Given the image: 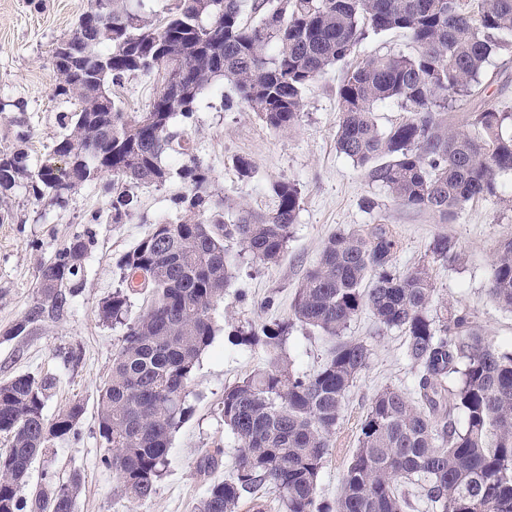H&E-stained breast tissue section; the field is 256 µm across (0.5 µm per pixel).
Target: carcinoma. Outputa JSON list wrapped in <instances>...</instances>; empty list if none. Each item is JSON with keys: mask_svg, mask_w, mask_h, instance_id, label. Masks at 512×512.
Wrapping results in <instances>:
<instances>
[{"mask_svg": "<svg viewBox=\"0 0 512 512\" xmlns=\"http://www.w3.org/2000/svg\"><path fill=\"white\" fill-rule=\"evenodd\" d=\"M173 0L158 17L142 0H90L64 42L74 70L54 66L53 98L72 106L57 141L59 163L33 169L21 150L0 153V199L28 184L37 200L59 203L75 188L110 177L112 223L132 202L129 184L163 185L166 155H182L189 189L174 198L178 221L155 225L119 266L121 286L104 300L100 319L124 326L109 378L98 390V428L121 494L146 501L167 464L170 437L185 413L188 384L212 343V312L224 299L238 259L277 262L292 236L301 191L272 185L265 213L213 200L208 173L190 156L185 128L198 96L216 80L235 87L240 104L268 127L287 130L301 117L303 92L346 60L369 32L399 31L408 54L371 55L348 68L338 91L339 152L402 205L446 220L473 200L501 199L498 177L512 172V113L489 106L466 128L445 123L450 103L477 92L491 55L512 39V0ZM161 80L147 107L126 112L112 87L138 75ZM184 76L176 102L168 83ZM392 102L409 113L378 126L374 106ZM239 251L231 253L229 245ZM86 242L75 237L41 264L38 293L25 323L11 333L64 317L81 286ZM398 241L377 224L337 231L298 288L291 317L236 331L237 342L261 345L269 364L224 391V425L241 443L232 475L208 487L198 512H239L245 495L279 493V512H408L404 484L418 482L435 512H512V347L494 344L466 307L435 304L432 265L463 259L457 240L434 237L423 262L401 271ZM149 278V303L128 319L134 277ZM488 293L512 312V235L502 237ZM363 311L405 338L416 372L414 391L385 386L360 423L357 448L332 505L317 501V480L342 419L345 395L368 367L366 341L343 331ZM322 332L331 346L318 370L299 372L282 353L295 324ZM55 378L16 377L0 385V512H75L77 475L19 495L32 462L54 439L76 434L84 413L75 401L55 418L43 415Z\"/></svg>", "mask_w": 512, "mask_h": 512, "instance_id": "cac0c4a2", "label": "carcinoma"}]
</instances>
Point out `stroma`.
Masks as SVG:
<instances>
[{
	"instance_id": "35a3bbf8",
	"label": "stroma",
	"mask_w": 512,
	"mask_h": 512,
	"mask_svg": "<svg viewBox=\"0 0 512 512\" xmlns=\"http://www.w3.org/2000/svg\"><path fill=\"white\" fill-rule=\"evenodd\" d=\"M88 7L89 0H0L1 152L24 150L34 166L52 157L68 112L52 97L53 50ZM344 66L336 64L306 89L301 118L291 129L266 127L237 105L235 90L221 81L203 91L193 118L184 123L195 158L209 172L215 199L266 211L274 205L273 183L291 181L301 189L302 204L281 260L272 265L241 260L223 302L214 310L213 342L193 372L188 414L171 437L168 464L149 500L122 497L116 476L102 462L106 448L98 432L97 395L111 372L124 328L102 322L98 307L120 283L119 259L155 224L178 216L173 198L187 188L178 176L184 160L178 155L165 157L172 173L165 185L131 186L134 203L119 224L112 223V197L99 184L79 187L61 207L35 200L22 188L10 194L9 219L0 223V383L20 374H48L56 384L44 403L46 418H54L75 401L85 408L76 434L54 441L51 453L32 464L24 494L76 474L81 478L76 512H196L209 485L232 474L240 448L224 425V391L268 362L263 347L237 344L235 331L288 320L295 293L324 242L342 229L389 225L399 241L397 265L403 271L423 260L436 235L457 239L464 252L462 264L431 269L438 299L468 307L495 344H512V312L496 304L487 291L497 242L512 235V204L472 201L443 220L399 204L369 182L364 169L336 148ZM481 81L478 96L448 112V124L463 126L466 115L481 105L512 113V49L490 57ZM22 131L28 134L23 142L18 139ZM242 157L253 166L251 176H241L236 167ZM368 198L377 202L374 211L364 208ZM76 237L87 242L88 254L71 312L11 335L35 297L41 263ZM345 334L366 340L372 355L346 395L334 446L317 481L318 500L329 504L336 499L373 396L388 385L410 391L415 384L401 332L380 329L365 311L351 321ZM330 345L321 332L297 325L284 350L294 369L311 372ZM210 451L217 454L214 463L200 470Z\"/></svg>"
}]
</instances>
